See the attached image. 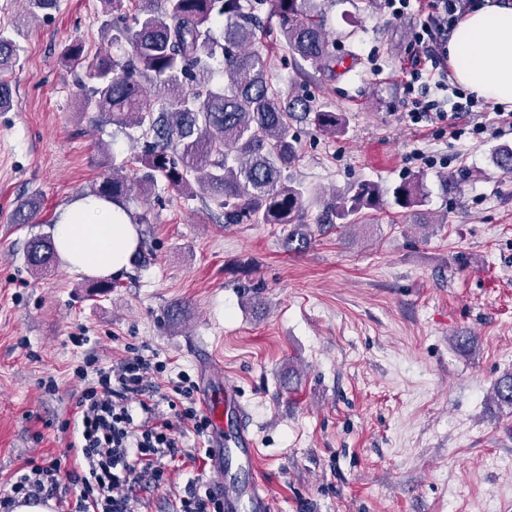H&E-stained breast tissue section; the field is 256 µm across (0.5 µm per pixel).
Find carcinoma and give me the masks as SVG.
Segmentation results:
<instances>
[{
	"mask_svg": "<svg viewBox=\"0 0 512 512\" xmlns=\"http://www.w3.org/2000/svg\"><path fill=\"white\" fill-rule=\"evenodd\" d=\"M116 14L110 45L117 51L89 61L78 80L84 112L112 116L142 150L121 168L135 167L131 180L105 174L82 195L122 202L148 195L158 183L183 194L204 187L226 224H287L288 248L310 243L308 204L321 203L331 224L351 230L380 207L383 192L372 183L353 194L324 200L320 191L286 176L300 158L291 121L312 117L315 128L345 132L343 115L315 104L311 94H286L257 49L263 41L288 50L298 68L336 74L339 57L325 19L324 0H102ZM21 46L0 29V71L20 57ZM61 57L86 60L80 42ZM496 167L512 172V148L493 152ZM394 204L407 213L426 202L423 177L392 189ZM56 256L50 235L30 239L26 262L35 273ZM500 405L512 409V372L495 384Z\"/></svg>",
	"mask_w": 512,
	"mask_h": 512,
	"instance_id": "cac0c4a2",
	"label": "carcinoma"
}]
</instances>
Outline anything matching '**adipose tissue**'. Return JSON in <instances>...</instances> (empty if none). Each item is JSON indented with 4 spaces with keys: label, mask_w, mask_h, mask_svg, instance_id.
Returning a JSON list of instances; mask_svg holds the SVG:
<instances>
[{
    "label": "adipose tissue",
    "mask_w": 512,
    "mask_h": 512,
    "mask_svg": "<svg viewBox=\"0 0 512 512\" xmlns=\"http://www.w3.org/2000/svg\"><path fill=\"white\" fill-rule=\"evenodd\" d=\"M448 63L470 93L512 108V0H489L460 21L448 41ZM53 240L70 271L95 277L127 269L140 244L128 212L93 197L59 213Z\"/></svg>",
    "instance_id": "obj_1"
}]
</instances>
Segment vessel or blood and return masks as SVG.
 Wrapping results in <instances>:
<instances>
[{
  "instance_id": "vessel-or-blood-1",
  "label": "vessel or blood",
  "mask_w": 512,
  "mask_h": 512,
  "mask_svg": "<svg viewBox=\"0 0 512 512\" xmlns=\"http://www.w3.org/2000/svg\"><path fill=\"white\" fill-rule=\"evenodd\" d=\"M202 398L218 445L211 457V468L217 475L213 489L224 501V512H271L272 499L258 483L245 486L229 474L235 460L250 471L257 465L258 450L249 431L246 409L235 406L233 422L228 425L224 422V398L210 389L203 391Z\"/></svg>"
}]
</instances>
